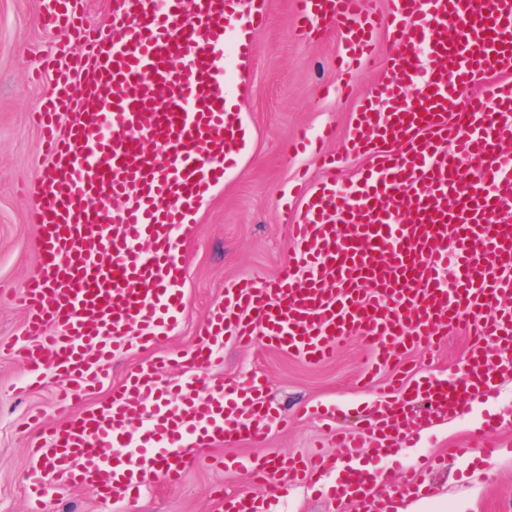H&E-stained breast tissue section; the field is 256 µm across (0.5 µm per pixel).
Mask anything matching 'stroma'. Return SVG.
Masks as SVG:
<instances>
[{"label": "stroma", "mask_w": 512, "mask_h": 512, "mask_svg": "<svg viewBox=\"0 0 512 512\" xmlns=\"http://www.w3.org/2000/svg\"><path fill=\"white\" fill-rule=\"evenodd\" d=\"M264 2L267 23L257 35L252 60L229 69L243 130L242 150L223 184L202 198L180 236L185 267L183 312L161 345H136L116 356L109 381L84 397L79 409L106 401L113 388L140 365L197 344L209 310L223 301L226 287L242 278L276 277L290 257L289 224L304 197L326 178L314 151L291 152V142L302 135L316 137L329 127L335 137L328 151L343 154L355 98L387 77L378 57L353 77L352 98L325 94L324 85L336 79L341 32L327 24L316 36H291L292 0ZM41 7L42 0H0V285L7 290L0 296V342L24 332L27 313L15 304L13 295L21 291L40 258L27 188L32 165L43 154V135L30 114L50 88V77L40 68L59 41L58 35L36 24ZM470 345V336L461 329L440 344L414 349L407 360L417 370L456 375ZM367 357L356 338L346 340L332 360L320 365L260 343L243 347L225 339L223 357L212 367L211 376L243 380L251 373H262L268 380L266 397L287 417V426L270 424L268 437L259 446L242 443L228 449H194L179 484L154 481L136 500L105 503L84 490L50 481L47 512H218L212 490L252 489L246 472L220 466L225 453L273 459L300 457L311 448L334 451L332 433L319 408L329 403L363 408L387 393L385 377L363 385ZM25 377L17 358L0 354V512H26V476L36 466L28 449L35 438L63 419L53 407L59 378L47 376L40 391L24 394L19 387ZM491 420L502 427L495 433L498 458L489 465L478 451L468 448L467 441L473 430ZM408 427L410 447L391 453L381 463L394 487H403L424 457L448 458L444 467L426 475L435 492L423 498V512H512V379L504 381L492 397L471 403L465 414L450 420L431 424L420 408H413ZM260 495L272 504V512H336L327 491L313 484L283 491L272 485Z\"/></svg>", "instance_id": "35a3bbf8"}]
</instances>
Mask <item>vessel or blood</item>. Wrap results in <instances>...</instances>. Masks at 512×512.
Listing matches in <instances>:
<instances>
[{
    "mask_svg": "<svg viewBox=\"0 0 512 512\" xmlns=\"http://www.w3.org/2000/svg\"><path fill=\"white\" fill-rule=\"evenodd\" d=\"M297 0L294 24L312 35L328 19L343 34L337 69L353 75L389 46L387 80L360 99L345 151L372 167L341 186V157L322 155L328 178L290 227L293 251L276 279L224 290L201 340L140 366L111 398L72 414L131 342L150 347L184 307L176 233L205 192L224 180L243 143L225 58L250 61L266 24L239 0H112V32L83 23L85 0H47L37 25L65 39L44 61L51 88L33 123L44 135L30 215L42 259L17 301L25 342L7 352L27 371L65 380L64 424L32 455L62 482L108 502L135 498L150 476L181 479L191 448L265 442L276 409L262 376L211 379L226 336L263 341L317 365L359 338L367 378L414 346L467 325L474 342L460 376L414 380L402 369L368 411L362 436L337 435L345 458L336 493L358 512H380L365 469L408 440L407 412L463 414L512 378V84L460 92L480 74L512 73V0ZM191 375L166 381L168 365ZM125 448L122 457L109 456ZM251 479L280 485L334 469L328 456L225 458ZM221 512H257L258 497L217 492Z\"/></svg>",
    "mask_w": 512,
    "mask_h": 512,
    "instance_id": "b4317fda",
    "label": "vessel or blood"
}]
</instances>
